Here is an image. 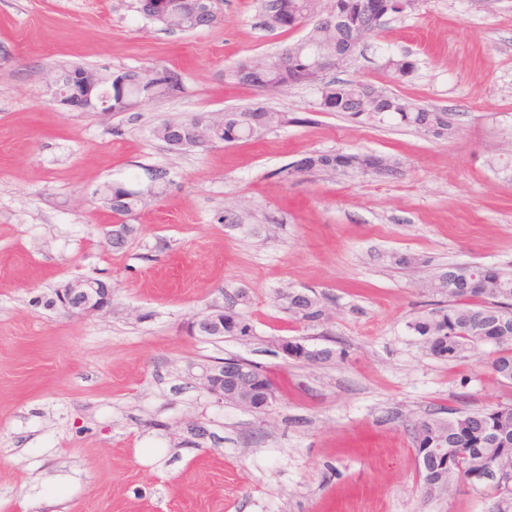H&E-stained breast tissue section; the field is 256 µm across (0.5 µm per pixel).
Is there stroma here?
Here are the masks:
<instances>
[{
  "label": "stroma",
  "instance_id": "35a3bbf8",
  "mask_svg": "<svg viewBox=\"0 0 512 512\" xmlns=\"http://www.w3.org/2000/svg\"><path fill=\"white\" fill-rule=\"evenodd\" d=\"M218 12L170 33L136 0H0V512H496L479 487L422 494L411 426L511 401L512 388L474 360L428 355L406 324L443 304L427 284L448 267L512 269V0H419L332 73L447 110L445 140L320 111L312 86L239 82L237 63L309 30H267L257 0ZM390 55L414 73L390 77ZM71 66L169 67L185 91L72 112L50 84ZM257 105L291 124L183 151L152 135ZM336 151L392 157L398 173L282 174ZM113 185L142 195L119 248ZM77 278L111 283V308L45 306ZM308 289L326 306L311 326L281 300ZM231 302L252 337L188 331ZM284 340L346 357L293 360ZM227 358L267 370L270 407L201 388V367ZM193 425L207 437L190 441ZM210 119H211V116H209L205 113H196V114L187 116L183 119L165 121V122L159 124L154 129V135L161 141L165 142L168 146L173 148L170 145L168 135L165 134L169 129H173V131L179 132L186 139V141L188 143H191L187 146L180 147V148H174V149L181 150V149H185V148L197 147L199 145H195V137H194L196 125H198L200 123L206 124L209 122Z\"/></svg>",
  "mask_w": 512,
  "mask_h": 512
}]
</instances>
